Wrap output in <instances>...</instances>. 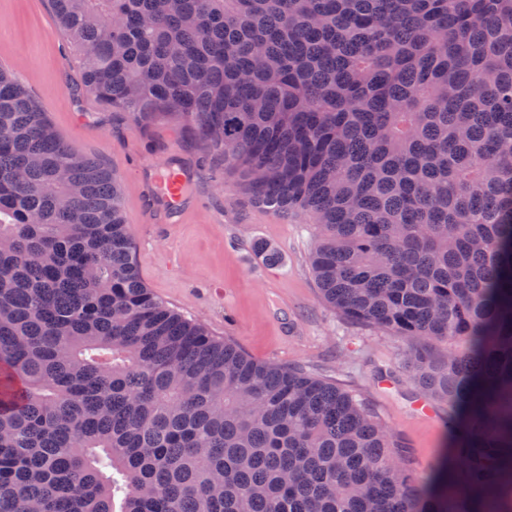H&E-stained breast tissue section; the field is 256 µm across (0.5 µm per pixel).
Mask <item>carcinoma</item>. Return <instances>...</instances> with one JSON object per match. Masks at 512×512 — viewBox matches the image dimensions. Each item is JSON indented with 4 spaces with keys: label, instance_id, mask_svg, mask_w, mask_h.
Wrapping results in <instances>:
<instances>
[{
    "label": "carcinoma",
    "instance_id": "carcinoma-1",
    "mask_svg": "<svg viewBox=\"0 0 512 512\" xmlns=\"http://www.w3.org/2000/svg\"><path fill=\"white\" fill-rule=\"evenodd\" d=\"M51 4L86 92L311 218L321 298L410 341L452 458L154 296L112 172L1 65L0 512H512V0Z\"/></svg>",
    "mask_w": 512,
    "mask_h": 512
}]
</instances>
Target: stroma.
Masks as SVG:
<instances>
[{
	"mask_svg": "<svg viewBox=\"0 0 512 512\" xmlns=\"http://www.w3.org/2000/svg\"><path fill=\"white\" fill-rule=\"evenodd\" d=\"M0 63L31 90L63 139L119 182L140 275L155 296L255 360L301 366L357 393L404 442L416 472L444 458L443 408L416 413L422 394L402 366L406 340L344 320L321 300L306 216H276L230 190L223 162L206 155L192 130L166 120L135 128L127 114L85 92L50 0H0ZM174 155L188 163L193 193L207 209L186 224L142 220V181L127 168L157 173ZM269 250L277 262L267 261Z\"/></svg>",
	"mask_w": 512,
	"mask_h": 512,
	"instance_id": "1",
	"label": "stroma"
}]
</instances>
